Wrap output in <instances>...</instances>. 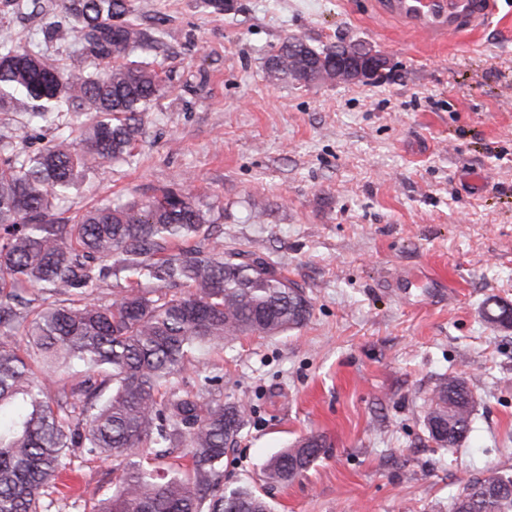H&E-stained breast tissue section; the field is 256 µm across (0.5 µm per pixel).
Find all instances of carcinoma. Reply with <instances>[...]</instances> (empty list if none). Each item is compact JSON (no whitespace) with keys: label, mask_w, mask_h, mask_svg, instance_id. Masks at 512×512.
<instances>
[{"label":"carcinoma","mask_w":512,"mask_h":512,"mask_svg":"<svg viewBox=\"0 0 512 512\" xmlns=\"http://www.w3.org/2000/svg\"><path fill=\"white\" fill-rule=\"evenodd\" d=\"M58 7L89 66H68L0 26V112L40 127L62 112L88 120L80 140L62 133L33 153L0 132V512H60L49 495L75 448L112 462V492L91 512H270L257 490H224V455L252 411L213 396L220 376L208 365L240 336L302 326L311 302L265 253L224 247L214 205L178 189L101 200L58 220L55 208L85 172L131 154L149 103L167 92L150 65L124 62L147 42L131 0ZM292 47L332 65L346 51L293 37L270 52L269 80L299 82L288 70ZM507 308L487 304L486 321L504 325ZM190 366L197 378L187 388L180 377ZM473 402L458 375L435 385L424 423L439 447L473 431ZM176 450L189 465L147 462ZM322 451L313 435L292 443L265 462L264 485L296 479ZM449 512H512V472L488 469Z\"/></svg>","instance_id":"carcinoma-1"}]
</instances>
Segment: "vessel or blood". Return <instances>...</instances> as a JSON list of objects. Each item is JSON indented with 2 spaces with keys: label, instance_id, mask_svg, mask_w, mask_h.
<instances>
[{
  "label": "vessel or blood",
  "instance_id": "vessel-or-blood-1",
  "mask_svg": "<svg viewBox=\"0 0 512 512\" xmlns=\"http://www.w3.org/2000/svg\"><path fill=\"white\" fill-rule=\"evenodd\" d=\"M375 11L430 38L479 28L496 12L497 0H373Z\"/></svg>",
  "mask_w": 512,
  "mask_h": 512
}]
</instances>
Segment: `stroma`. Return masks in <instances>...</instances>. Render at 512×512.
<instances>
[{
    "mask_svg": "<svg viewBox=\"0 0 512 512\" xmlns=\"http://www.w3.org/2000/svg\"><path fill=\"white\" fill-rule=\"evenodd\" d=\"M42 10L0 0V23L41 37ZM153 34L135 61L166 80L126 159L81 178L70 218L104 198L184 188L216 202L224 243L268 253L312 304L279 336H243L209 366L225 399L253 410L224 462V486L263 491L272 512H448L466 480L512 471V0L481 29L427 42L371 0H133ZM291 36L360 42L389 65L377 79L270 81L265 58ZM466 378L475 429L438 447L424 400ZM318 435L325 450L294 481L263 486L266 459ZM111 463L76 458L78 503L112 489Z\"/></svg>",
    "mask_w": 512,
    "mask_h": 512,
    "instance_id": "obj_1",
    "label": "stroma"
}]
</instances>
